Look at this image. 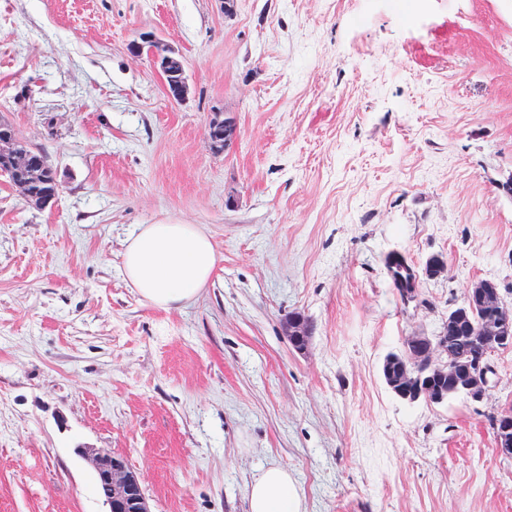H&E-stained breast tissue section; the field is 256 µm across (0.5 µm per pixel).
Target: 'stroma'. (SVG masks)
I'll return each mask as SVG.
<instances>
[{"label":"stroma","instance_id":"obj_1","mask_svg":"<svg viewBox=\"0 0 512 512\" xmlns=\"http://www.w3.org/2000/svg\"><path fill=\"white\" fill-rule=\"evenodd\" d=\"M147 34L184 101L131 54ZM0 118L62 184L41 210L0 174V512H105L81 448L122 454L151 512H249L273 464L303 512H512L489 424L512 349L480 404H409L380 373L474 281L512 304V0L415 23L385 0H0ZM147 224L215 245L179 308L124 276ZM395 251L447 268L407 304ZM129 49L132 54L146 55L158 67L165 85L167 96L175 101H182L188 94L185 69L181 57L160 39L153 35H144L140 41H133ZM167 70L166 73H164ZM166 75L179 76L177 83L168 85Z\"/></svg>","mask_w":512,"mask_h":512}]
</instances>
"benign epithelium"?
Segmentation results:
<instances>
[{"mask_svg": "<svg viewBox=\"0 0 512 512\" xmlns=\"http://www.w3.org/2000/svg\"><path fill=\"white\" fill-rule=\"evenodd\" d=\"M132 54L149 57L160 72L178 77L172 85H165L167 96L175 101L188 94L185 69L181 57L160 39L144 35L130 44ZM236 133L234 121L215 120L208 126V138L214 142L224 139L229 146ZM0 161L9 168L21 171L30 178L56 179L53 168L44 158L31 153H20L0 141ZM400 287L405 300L411 301L418 293V280H409L390 272ZM448 326L460 336H476L486 349L512 348V307L502 299L499 288L491 280H479L467 288L461 304L448 309ZM310 329L304 316L294 314L288 319V337L297 347L305 345ZM448 343L443 336H428L416 332L406 338L401 351V364L392 368L384 362L387 386L399 399L414 404L423 401L441 405L448 396L459 395L471 403L484 401L493 379L485 356L443 359ZM494 439L499 453L512 456V411L497 414L494 421ZM78 455L87 460L94 470L97 489L108 506V512H150L140 480L128 468L121 454L79 448Z\"/></svg>", "mask_w": 512, "mask_h": 512, "instance_id": "benign-epithelium-1", "label": "benign epithelium"}]
</instances>
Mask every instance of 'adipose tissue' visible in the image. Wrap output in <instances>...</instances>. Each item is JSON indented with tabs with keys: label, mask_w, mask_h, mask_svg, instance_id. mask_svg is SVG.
<instances>
[{
	"label": "adipose tissue",
	"mask_w": 512,
	"mask_h": 512,
	"mask_svg": "<svg viewBox=\"0 0 512 512\" xmlns=\"http://www.w3.org/2000/svg\"><path fill=\"white\" fill-rule=\"evenodd\" d=\"M217 263L210 238L193 224H148L123 253L124 274L145 301L170 310L208 284ZM302 500L287 467L264 469L249 490L250 512H301Z\"/></svg>",
	"instance_id": "ef3b65f1"
}]
</instances>
